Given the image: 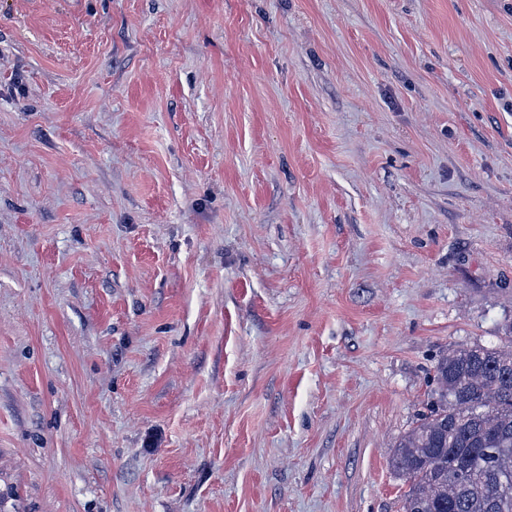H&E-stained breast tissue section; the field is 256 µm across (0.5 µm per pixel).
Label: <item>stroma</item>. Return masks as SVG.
I'll use <instances>...</instances> for the list:
<instances>
[{
    "instance_id": "stroma-1",
    "label": "stroma",
    "mask_w": 512,
    "mask_h": 512,
    "mask_svg": "<svg viewBox=\"0 0 512 512\" xmlns=\"http://www.w3.org/2000/svg\"><path fill=\"white\" fill-rule=\"evenodd\" d=\"M512 323V0H0V512H402Z\"/></svg>"
}]
</instances>
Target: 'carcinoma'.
I'll return each mask as SVG.
<instances>
[{
	"mask_svg": "<svg viewBox=\"0 0 512 512\" xmlns=\"http://www.w3.org/2000/svg\"><path fill=\"white\" fill-rule=\"evenodd\" d=\"M504 339L438 360L427 411L390 458L409 482L403 512H512V323Z\"/></svg>",
	"mask_w": 512,
	"mask_h": 512,
	"instance_id": "1",
	"label": "carcinoma"
}]
</instances>
